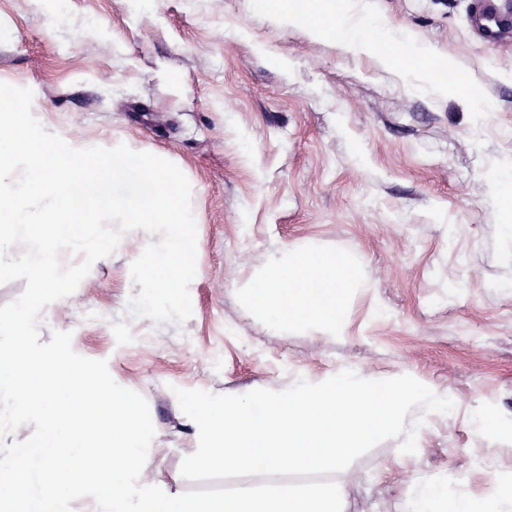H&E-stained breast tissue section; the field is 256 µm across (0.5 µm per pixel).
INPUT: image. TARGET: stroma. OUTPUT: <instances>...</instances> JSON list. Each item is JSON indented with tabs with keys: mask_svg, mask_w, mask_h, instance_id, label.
Instances as JSON below:
<instances>
[{
	"mask_svg": "<svg viewBox=\"0 0 512 512\" xmlns=\"http://www.w3.org/2000/svg\"><path fill=\"white\" fill-rule=\"evenodd\" d=\"M365 2L405 36L388 66L278 25L254 0H69L63 23L52 0H0V82L32 89L49 132L148 149L192 188L188 320L127 313L140 292L130 265L151 239L141 229L40 317L41 342L71 332L76 353L146 398L143 479L182 493L238 484L181 478L198 435L173 387L277 391L298 371L352 365L411 374L455 408L419 427L415 454L390 439L345 469L349 512H404L421 483L475 498L512 487V238L488 193L512 164V44L478 39L470 0ZM414 41L448 58L457 83L436 93L407 78ZM310 246L361 263L334 339L281 335L241 294L271 258ZM483 412L502 440L476 430Z\"/></svg>",
	"mask_w": 512,
	"mask_h": 512,
	"instance_id": "stroma-1",
	"label": "stroma"
}]
</instances>
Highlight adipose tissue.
<instances>
[{"instance_id":"ef3b65f1","label":"adipose tissue","mask_w":512,"mask_h":512,"mask_svg":"<svg viewBox=\"0 0 512 512\" xmlns=\"http://www.w3.org/2000/svg\"><path fill=\"white\" fill-rule=\"evenodd\" d=\"M319 21L308 27L312 37L335 30L343 35L336 42L339 53L374 56L379 63L389 58L387 46L369 41L364 31L373 27L386 31L384 19L373 16L361 0H317ZM358 260L344 252L316 248L286 251L243 290L249 309L276 330L300 331L308 336L329 338L347 328V301L359 281ZM408 512H512V491L499 487L483 498L449 497L441 488L422 484L407 504Z\"/></svg>"}]
</instances>
